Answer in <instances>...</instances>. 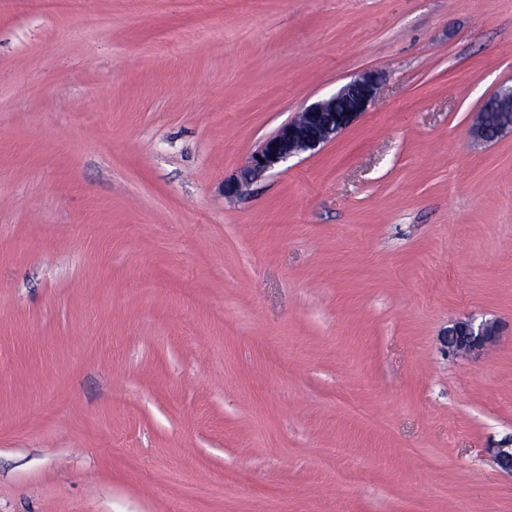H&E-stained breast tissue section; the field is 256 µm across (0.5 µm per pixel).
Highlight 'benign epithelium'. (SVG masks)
<instances>
[{
	"mask_svg": "<svg viewBox=\"0 0 512 512\" xmlns=\"http://www.w3.org/2000/svg\"><path fill=\"white\" fill-rule=\"evenodd\" d=\"M380 77L365 72L352 78L328 98L304 107L297 116L282 125L267 139L251 158V164L229 189L237 191L268 170L301 152H314L347 129L367 111L377 94ZM512 112V84L502 85L481 104L471 127L472 135L483 142H495L512 133V123L506 122L491 130L483 124V112ZM499 333L494 321L460 320L448 328L445 344L448 351L473 352L492 343Z\"/></svg>",
	"mask_w": 512,
	"mask_h": 512,
	"instance_id": "obj_1",
	"label": "benign epithelium"
}]
</instances>
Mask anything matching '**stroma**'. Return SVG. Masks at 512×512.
<instances>
[{
  "instance_id": "35a3bbf8",
  "label": "stroma",
  "mask_w": 512,
  "mask_h": 512,
  "mask_svg": "<svg viewBox=\"0 0 512 512\" xmlns=\"http://www.w3.org/2000/svg\"><path fill=\"white\" fill-rule=\"evenodd\" d=\"M504 83L512 0H0V512H175L169 467L199 512H512ZM380 77L365 72L352 78L328 98L304 107L282 125L251 158V164L230 190L238 191L294 154L314 152L347 129L366 112L377 94ZM487 110L499 111L486 112V119L489 126L495 125L497 120L502 119V113L500 112H512V84L501 85L483 101L471 127L472 135L483 142H495L512 133V123L509 122L502 124L495 130L484 127L482 112ZM499 333V326L494 321L476 323L473 319L457 321L448 329L445 344L448 352H473L485 348L492 343Z\"/></svg>"
}]
</instances>
